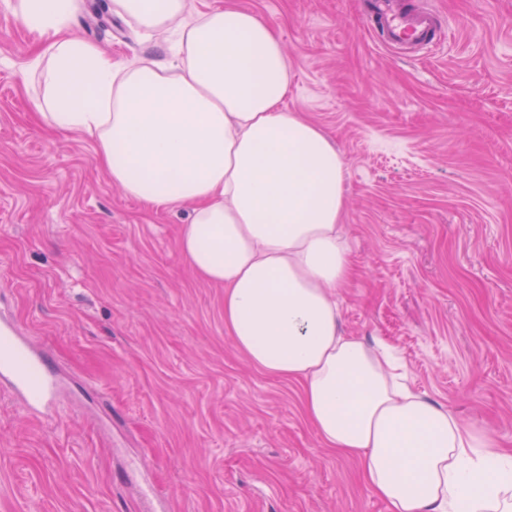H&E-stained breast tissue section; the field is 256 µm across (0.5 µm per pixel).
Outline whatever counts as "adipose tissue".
Instances as JSON below:
<instances>
[{
    "mask_svg": "<svg viewBox=\"0 0 512 512\" xmlns=\"http://www.w3.org/2000/svg\"><path fill=\"white\" fill-rule=\"evenodd\" d=\"M146 36L176 31V60L132 66L73 32L78 0H17L45 41L34 64L47 125L78 132L126 196L190 202L178 248L224 288V330L262 372L302 384L327 448L359 459L389 512H512V453L414 391L388 345L340 331L349 277L344 163L285 99L271 24L227 5L113 0Z\"/></svg>",
    "mask_w": 512,
    "mask_h": 512,
    "instance_id": "adipose-tissue-1",
    "label": "adipose tissue"
}]
</instances>
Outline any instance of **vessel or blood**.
Listing matches in <instances>:
<instances>
[{
	"label": "vessel or blood",
	"instance_id": "1",
	"mask_svg": "<svg viewBox=\"0 0 512 512\" xmlns=\"http://www.w3.org/2000/svg\"><path fill=\"white\" fill-rule=\"evenodd\" d=\"M369 23L379 42L388 49L432 47L441 21L435 11H417L393 0H370ZM0 379L8 381L23 409L32 415L53 407L61 380L47 354L22 338L18 326L0 318Z\"/></svg>",
	"mask_w": 512,
	"mask_h": 512
}]
</instances>
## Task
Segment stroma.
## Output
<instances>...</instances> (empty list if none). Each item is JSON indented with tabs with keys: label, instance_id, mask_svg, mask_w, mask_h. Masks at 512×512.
I'll return each instance as SVG.
<instances>
[{
	"label": "stroma",
	"instance_id": "35a3bbf8",
	"mask_svg": "<svg viewBox=\"0 0 512 512\" xmlns=\"http://www.w3.org/2000/svg\"><path fill=\"white\" fill-rule=\"evenodd\" d=\"M271 22L287 105L335 142L354 277L341 330L396 348L412 385L512 449V0H412L436 51H392L361 0L225 2ZM0 0V293L52 355L58 406L0 384V512H388L325 448L298 382L224 332V289L178 251L191 207L126 197L77 133L34 117L41 47ZM74 31L117 64L167 61L112 0Z\"/></svg>",
	"mask_w": 512,
	"mask_h": 512
}]
</instances>
